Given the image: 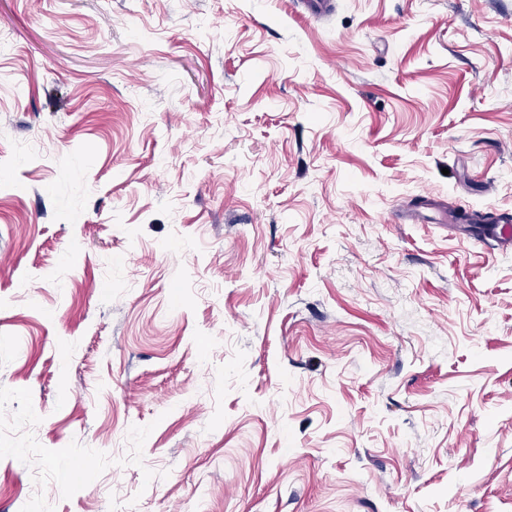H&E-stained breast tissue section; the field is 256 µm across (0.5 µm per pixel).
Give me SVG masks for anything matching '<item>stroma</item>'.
I'll list each match as a JSON object with an SVG mask.
<instances>
[{"label": "stroma", "instance_id": "stroma-1", "mask_svg": "<svg viewBox=\"0 0 512 512\" xmlns=\"http://www.w3.org/2000/svg\"><path fill=\"white\" fill-rule=\"evenodd\" d=\"M512 0H0V512H512ZM465 213L469 215V218L463 221L468 222L469 224H496L488 232L483 233L482 236L496 238L505 244L511 241L512 227L510 223L512 222V215L510 217V214L496 215L490 212L482 213L479 211H465Z\"/></svg>", "mask_w": 512, "mask_h": 512}]
</instances>
